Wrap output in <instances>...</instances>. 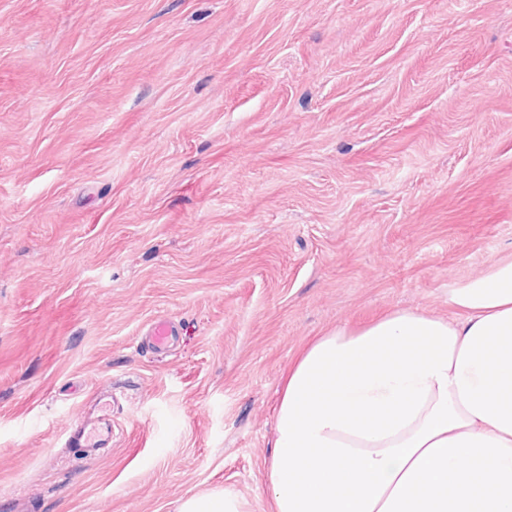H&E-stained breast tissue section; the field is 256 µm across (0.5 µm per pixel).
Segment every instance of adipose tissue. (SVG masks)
I'll list each match as a JSON object with an SVG mask.
<instances>
[{
    "label": "adipose tissue",
    "instance_id": "obj_1",
    "mask_svg": "<svg viewBox=\"0 0 512 512\" xmlns=\"http://www.w3.org/2000/svg\"><path fill=\"white\" fill-rule=\"evenodd\" d=\"M318 337L288 371L266 473L274 512H512V256Z\"/></svg>",
    "mask_w": 512,
    "mask_h": 512
}]
</instances>
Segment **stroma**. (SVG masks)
Returning a JSON list of instances; mask_svg holds the SVG:
<instances>
[{
  "instance_id": "35a3bbf8",
  "label": "stroma",
  "mask_w": 512,
  "mask_h": 512,
  "mask_svg": "<svg viewBox=\"0 0 512 512\" xmlns=\"http://www.w3.org/2000/svg\"><path fill=\"white\" fill-rule=\"evenodd\" d=\"M511 254L512 0H0V512H273L300 352ZM111 395L100 394L92 399L90 415L68 431V448H81L92 455L112 441V417L108 409ZM178 512H242L236 497L224 494V491H210L193 495L185 499Z\"/></svg>"
}]
</instances>
